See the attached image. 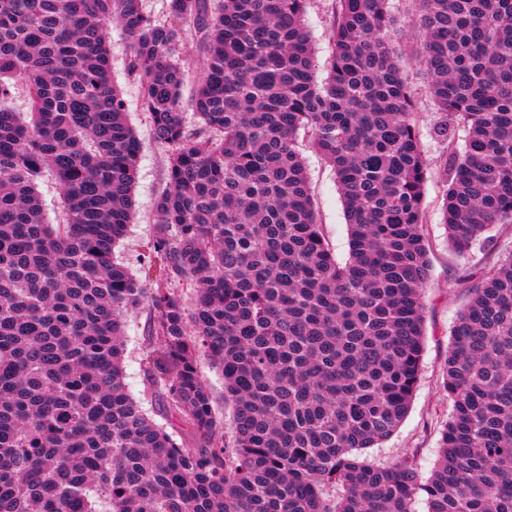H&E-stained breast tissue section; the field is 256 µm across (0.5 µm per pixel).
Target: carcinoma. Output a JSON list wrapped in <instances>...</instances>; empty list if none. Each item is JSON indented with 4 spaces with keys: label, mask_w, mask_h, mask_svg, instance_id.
Wrapping results in <instances>:
<instances>
[{
    "label": "carcinoma",
    "mask_w": 512,
    "mask_h": 512,
    "mask_svg": "<svg viewBox=\"0 0 512 512\" xmlns=\"http://www.w3.org/2000/svg\"><path fill=\"white\" fill-rule=\"evenodd\" d=\"M332 2L319 80L309 0H167L176 24L143 0H0V512H416L419 497L512 512V248L490 235L512 224V0H417L448 242L497 255L460 279L427 476L413 455L363 452L397 431L421 376L433 169L390 0ZM114 21L167 158L139 278L113 259L141 151L112 82ZM196 45L188 126L179 55ZM302 140L335 175L343 261ZM142 305L169 428L126 390L123 317ZM202 354L224 377L227 436ZM38 190L43 198L47 220L50 224H55L63 207L59 187L51 176L46 175L39 182Z\"/></svg>",
    "instance_id": "carcinoma-1"
}]
</instances>
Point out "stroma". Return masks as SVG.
Wrapping results in <instances>:
<instances>
[{"label": "stroma", "instance_id": "obj_1", "mask_svg": "<svg viewBox=\"0 0 512 512\" xmlns=\"http://www.w3.org/2000/svg\"><path fill=\"white\" fill-rule=\"evenodd\" d=\"M330 20L331 0H310L306 24L314 49L316 74L321 79L327 75ZM110 51L112 80L126 102V120L142 143L134 186V219L127 236L115 250L116 260L135 274L140 270L145 246L153 235L156 200L167 187L166 153L155 143L147 116L141 109L139 83L128 72L127 37L120 27H113L110 32ZM406 69L417 100L421 144L430 162L440 163L442 145L433 133L439 115L426 93L427 82L420 68L410 62ZM303 156L328 243L337 258H346L347 228L334 175L311 149H304ZM443 190V180L436 176L429 182L426 192L431 277L425 290L427 338L421 380L410 412L396 433L382 447L365 452L369 460L385 464L402 454H413L425 474L437 458L440 429L450 411L448 396L442 388V372L450 330L463 304L458 280L467 265L483 257L482 251L477 249L462 256L449 248L440 210ZM149 317V310L144 307L125 318V375L129 393L161 423L165 420L162 402L150 399L144 391L143 340Z\"/></svg>", "mask_w": 512, "mask_h": 512}]
</instances>
